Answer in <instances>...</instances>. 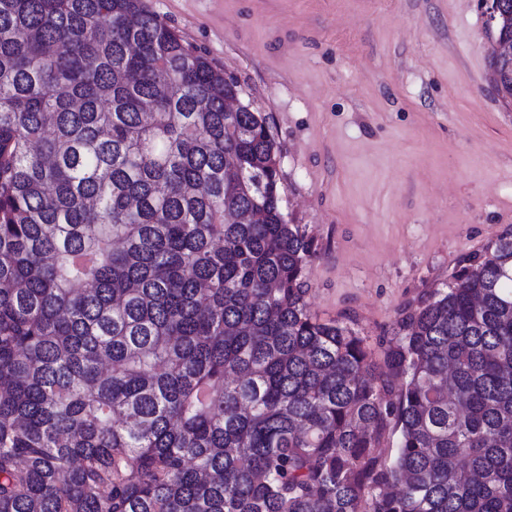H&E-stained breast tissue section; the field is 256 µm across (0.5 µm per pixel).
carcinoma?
I'll return each mask as SVG.
<instances>
[{
  "label": "carcinoma",
  "instance_id": "obj_1",
  "mask_svg": "<svg viewBox=\"0 0 512 512\" xmlns=\"http://www.w3.org/2000/svg\"><path fill=\"white\" fill-rule=\"evenodd\" d=\"M225 93L141 0H0V512H512V231L380 369Z\"/></svg>",
  "mask_w": 512,
  "mask_h": 512
}]
</instances>
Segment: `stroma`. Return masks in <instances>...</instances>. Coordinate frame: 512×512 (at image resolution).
<instances>
[{"mask_svg": "<svg viewBox=\"0 0 512 512\" xmlns=\"http://www.w3.org/2000/svg\"><path fill=\"white\" fill-rule=\"evenodd\" d=\"M266 115L312 314L370 346L512 230V102L477 0H142Z\"/></svg>", "mask_w": 512, "mask_h": 512, "instance_id": "obj_1", "label": "stroma"}]
</instances>
